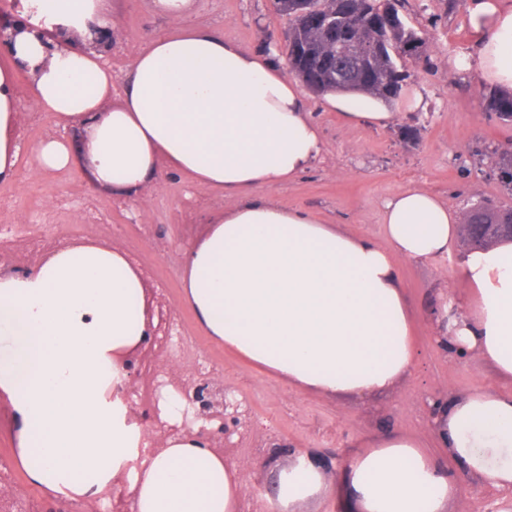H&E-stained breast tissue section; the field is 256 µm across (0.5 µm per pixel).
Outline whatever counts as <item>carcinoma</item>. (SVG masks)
Returning a JSON list of instances; mask_svg holds the SVG:
<instances>
[{
	"mask_svg": "<svg viewBox=\"0 0 512 512\" xmlns=\"http://www.w3.org/2000/svg\"><path fill=\"white\" fill-rule=\"evenodd\" d=\"M276 9L293 18L288 29L295 49L290 71L308 89L354 93L390 101L401 94L410 74L398 66L404 50L417 42L419 58L430 62L426 41L412 28L399 26L401 0H330V16L338 28L350 33L353 48L341 50L330 30L308 14V0H275ZM486 111L512 121V93L496 90L483 94ZM494 168L503 190L512 195V152H494ZM486 224L512 221V208L489 204Z\"/></svg>",
	"mask_w": 512,
	"mask_h": 512,
	"instance_id": "1",
	"label": "carcinoma"
}]
</instances>
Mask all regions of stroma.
<instances>
[{
  "label": "stroma",
  "instance_id": "1",
  "mask_svg": "<svg viewBox=\"0 0 512 512\" xmlns=\"http://www.w3.org/2000/svg\"><path fill=\"white\" fill-rule=\"evenodd\" d=\"M114 45L104 61L112 73V94L120 96L136 54L172 24L152 0H110ZM470 0H405L400 13L427 40L431 65L407 61L411 73L400 98L388 102L392 119L384 125L344 121L322 96L309 94L312 118L319 127L323 153L306 173L288 184L258 189L260 197L284 207H302L328 224L385 245L382 214L396 193L420 187L442 197L449 207L467 212L479 201L512 207V195L502 190L491 162L493 150L512 146V122L484 111L483 85L470 79L464 64L473 51L469 23ZM181 28H207L241 48L280 49L289 26L273 0H195ZM18 139L22 149L18 169L24 180L0 185V224H80L83 241L97 242L94 225L84 210L92 202L109 223L120 226L112 244L139 254L168 280L162 302L185 323L204 358L224 368L222 381L236 397L246 399L251 412L232 435L230 459L244 462V495L239 512H258L259 501L274 470L294 455L317 459L332 495L308 503L303 512H348L337 498L358 447L367 440L401 433L446 457L430 424L434 399L463 395L480 388L512 392V382L498 380L476 353L460 355L439 348L438 324L432 313L441 290L455 297L465 293L461 281L442 282L443 269L456 267L465 251L456 245L446 260L411 262L395 257L406 297L415 310L413 333L416 366L389 393L365 398L331 397L299 392L227 350L206 336L182 299L183 247L206 228L210 214L225 205L222 193L194 184L187 177H170L160 170L145 190L147 204L137 208L97 189L80 163L35 172L32 149L69 126L36 108L28 96V81L17 75ZM149 232H142V225ZM458 494L449 512H512V489L482 485L455 468Z\"/></svg>",
  "mask_w": 512,
  "mask_h": 512
}]
</instances>
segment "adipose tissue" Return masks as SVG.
I'll return each instance as SVG.
<instances>
[{"label":"adipose tissue","instance_id":"adipose-tissue-1","mask_svg":"<svg viewBox=\"0 0 512 512\" xmlns=\"http://www.w3.org/2000/svg\"><path fill=\"white\" fill-rule=\"evenodd\" d=\"M21 3L69 34L110 23L106 0ZM469 22L468 70L512 92V0H472ZM22 66L38 109L80 133L40 141L37 170L78 159L96 185L138 201L164 165L229 199L183 250V300L208 336L292 388L332 397L389 391L413 372V311L392 258H447L460 216L431 192L407 188L384 205L383 248L255 197L307 172L322 152L307 98L274 50L179 28L143 48L116 100L101 53L70 38L49 53L22 33L0 67L2 185L16 175ZM454 275L466 295L439 301L441 336L512 381V240L466 251ZM148 328L145 283L117 250L81 243L32 272L0 274V394L19 421L20 463L32 484L99 503L126 482L130 512H239L236 464L186 431L142 453L145 426L121 396L105 395L126 382V359ZM432 428L447 460L402 435L362 445L351 478L362 512H448L457 466L484 484L512 486V394L451 397ZM276 481L260 512H300L328 492L304 455Z\"/></svg>","mask_w":512,"mask_h":512}]
</instances>
